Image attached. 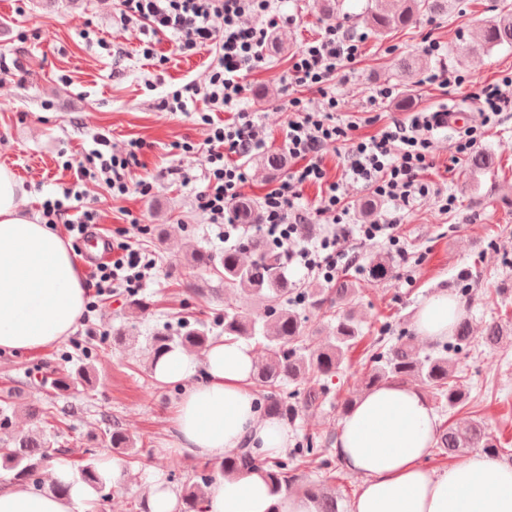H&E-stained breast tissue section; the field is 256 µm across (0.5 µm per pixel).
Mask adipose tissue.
<instances>
[{
  "label": "adipose tissue",
  "mask_w": 512,
  "mask_h": 512,
  "mask_svg": "<svg viewBox=\"0 0 512 512\" xmlns=\"http://www.w3.org/2000/svg\"><path fill=\"white\" fill-rule=\"evenodd\" d=\"M27 191L0 166V349L38 351L74 332L87 291L69 244L27 208ZM462 307L440 291L417 310L423 337H448ZM257 357L244 342H216L204 354L176 349L152 367L161 384L178 383L170 419V454L219 461L240 446L274 456L291 443L286 425L257 406ZM438 418L414 386L383 383L340 422L334 452L360 479L351 512H512V466L474 452L444 470L429 466ZM55 481L67 494L0 483V512H96L97 492L58 461ZM203 512H313L309 498L276 494L255 471L219 476L204 490Z\"/></svg>",
  "instance_id": "obj_1"
}]
</instances>
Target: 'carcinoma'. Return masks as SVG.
Masks as SVG:
<instances>
[{
  "mask_svg": "<svg viewBox=\"0 0 512 512\" xmlns=\"http://www.w3.org/2000/svg\"><path fill=\"white\" fill-rule=\"evenodd\" d=\"M391 0H368L367 20L370 28L383 35L412 25L425 14L448 12V0H401L400 8H390ZM480 38L488 49L508 46L512 48V7L503 8L480 29ZM431 67V59L425 54L407 55L400 59L399 71L404 78H413ZM239 220L246 224L259 221L256 204L244 199L236 205ZM250 258H243L244 254ZM191 266L215 271L224 281V289L241 291L259 302L253 315L241 313L233 304L224 303V316L214 323L196 321L179 322L174 332H157L149 337L153 355L174 348L201 350L219 340L232 342L242 337L259 336L267 352L265 360L255 366L254 383L264 412L290 423L299 417V409L323 404L331 394L328 380L351 368V353L363 339L361 326L353 307L359 289L353 287L344 275L338 276L332 288H297L288 280L284 259L273 247L262 246L252 240L243 246L224 250L216 257L197 251ZM307 306L322 314L334 313L337 324L330 336L313 342L306 336L304 320L298 307ZM502 325L489 322L480 336L481 343L494 348L502 341ZM474 342L469 321L460 319L453 328L452 340L437 345L424 353L419 350L414 337L401 331L394 333L392 324L381 326L377 336L369 344L370 354L365 364L362 381L370 389L383 382L407 384L416 382L431 390L434 398L448 404V408L465 406L467 391L458 384V365ZM88 348H82L72 383H92ZM295 388L284 392L287 385ZM66 413L45 408L31 411V417L49 427L64 423ZM109 443L114 449L131 450L132 438L119 428L109 432ZM332 440L315 434H306L303 440L284 457L263 458L252 448H240L224 457L217 471L222 474L236 473L253 468L261 473L277 493L290 492L302 483L300 466H314L318 471H336L339 460L330 452ZM435 448L443 455L456 456L465 448H482L492 457L512 461L509 449L497 444L481 422H474L463 431L451 425L439 426ZM51 457L50 435L44 429L11 442H0V460L14 471V480L22 483L39 482L40 465ZM210 465L203 466L196 481L181 490V512H201L203 488L213 481L216 471ZM76 479L93 486L99 495L98 506L104 508L109 494L104 492L105 483L99 472L95 454L73 462ZM315 512H340L336 497L316 484L304 488Z\"/></svg>",
  "mask_w": 512,
  "mask_h": 512,
  "instance_id": "obj_1",
  "label": "carcinoma"
}]
</instances>
